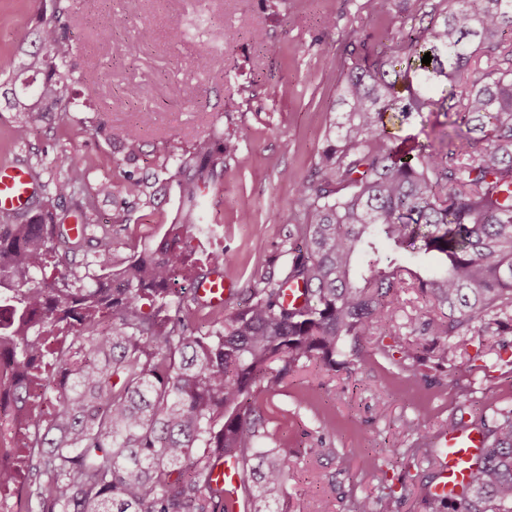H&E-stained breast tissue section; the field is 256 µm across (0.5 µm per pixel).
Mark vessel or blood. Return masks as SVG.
Masks as SVG:
<instances>
[{
    "label": "vessel or blood",
    "mask_w": 512,
    "mask_h": 512,
    "mask_svg": "<svg viewBox=\"0 0 512 512\" xmlns=\"http://www.w3.org/2000/svg\"><path fill=\"white\" fill-rule=\"evenodd\" d=\"M37 194V184L28 170L13 163H0V210L23 212L30 208ZM231 288L220 270H213L198 280L193 290L196 300L212 308L223 307ZM484 446L482 432L466 428L445 434L439 441L438 467L428 496L447 499L468 481L469 464ZM214 479L227 491H236L240 480L234 462L217 461Z\"/></svg>",
    "instance_id": "b4317fda"
}]
</instances>
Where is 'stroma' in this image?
<instances>
[{"label": "stroma", "mask_w": 512, "mask_h": 512, "mask_svg": "<svg viewBox=\"0 0 512 512\" xmlns=\"http://www.w3.org/2000/svg\"><path fill=\"white\" fill-rule=\"evenodd\" d=\"M431 2L68 0L80 78L76 103L100 111L111 131L139 126L141 152L124 162L108 135L56 113L18 145L11 137L17 115L0 105V161L48 162L68 149L85 159L89 188L111 178L112 195L95 196L94 205L121 259L132 249L153 248L181 219L177 190L162 177L164 160L214 130H228L224 184L204 198V221L214 230L191 236L200 269L211 253L223 252L224 276L233 284L223 313L231 315L258 274L288 264L295 186L328 145L336 88L348 68L360 62L363 45L384 29L411 26ZM115 13L127 24L102 40ZM327 15L335 21L330 31L321 25ZM219 25L235 30V40L212 42ZM33 27L30 0H0V74L15 69L16 46ZM174 28L182 30L180 40H170ZM393 131L438 149L449 126L443 113L425 112ZM130 174L149 180L153 203L124 194ZM119 213L124 223H115ZM430 316L426 300L409 289L395 312L398 337H362L360 356L346 367L308 363L268 397L265 444L288 454L286 512H351L355 500H378L390 488L392 512H428L433 464L426 440L450 431L461 414L512 408V331L474 332L453 360L434 354L421 366L414 355L430 338L410 322ZM420 417L422 436L408 427Z\"/></svg>", "instance_id": "35a3bbf8"}]
</instances>
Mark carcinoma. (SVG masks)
I'll return each instance as SVG.
<instances>
[{"mask_svg": "<svg viewBox=\"0 0 512 512\" xmlns=\"http://www.w3.org/2000/svg\"><path fill=\"white\" fill-rule=\"evenodd\" d=\"M438 0L425 26L384 31L338 87L342 113L315 174L300 182L288 231V266L260 275L244 307L205 331L183 312L179 280L193 270L184 231L198 227L204 193L224 182L230 134L216 132L173 157L182 221L161 245L117 270L112 233L101 229L99 271L70 266L87 235H70L67 202L95 223L82 159L63 153L65 173L42 181L32 208L0 214V382L18 408L27 386L61 377L49 414L29 411L18 444H0V485L27 474L25 512H234L212 478L217 460L238 466L244 512H283L287 455L265 447L264 397L315 361L326 369L358 354L362 336L392 320L413 286L440 316L425 331L442 357L483 332L512 325V0ZM34 40L3 82L18 113L12 136L27 140L52 112L75 103L69 8L33 0ZM432 56L424 64L425 53ZM477 53L490 70L457 90ZM455 112L466 130L438 152L398 142L388 125L416 113ZM137 157L138 130L112 136ZM126 195L147 203L149 185L127 177ZM415 260L436 254L428 277L381 251ZM56 274L47 275L48 270ZM303 289L285 302L288 285ZM470 425L485 437L470 484L431 512H512V409Z\"/></svg>", "mask_w": 512, "mask_h": 512, "instance_id": "cac0c4a2", "label": "carcinoma"}]
</instances>
